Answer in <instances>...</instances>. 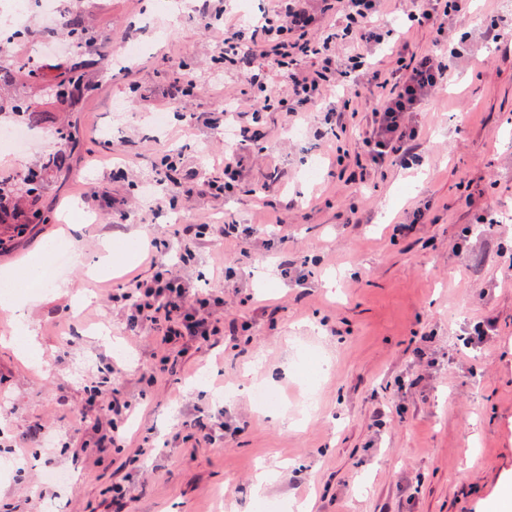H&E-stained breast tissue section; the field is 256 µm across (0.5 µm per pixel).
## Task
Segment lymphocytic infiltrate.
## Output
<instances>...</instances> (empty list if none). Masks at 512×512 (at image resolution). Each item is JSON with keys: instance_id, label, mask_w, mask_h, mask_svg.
Masks as SVG:
<instances>
[{"instance_id": "f902f5d3", "label": "lymphocytic infiltrate", "mask_w": 512, "mask_h": 512, "mask_svg": "<svg viewBox=\"0 0 512 512\" xmlns=\"http://www.w3.org/2000/svg\"><path fill=\"white\" fill-rule=\"evenodd\" d=\"M297 0H278L272 10L265 12L251 31L250 42H242L238 34L225 35L222 50L225 61L245 69L249 84L256 91L248 112H237L235 123L239 141H247L250 126L262 113L279 112L281 99L268 91V86L255 71L249 70L250 57L256 46L266 47L274 64L293 69L305 57L318 58V66L310 75L293 80V96L297 103H315L325 88L344 85L348 72H366L370 81L383 88L385 94L372 109L371 129L364 139V161L371 169L383 166L394 154L410 150L416 131L405 121L407 112L433 91L450 73L456 50L441 55L428 50H411L409 42L393 30L377 24L378 0H322L324 9L342 5L344 22L323 40L308 39L309 29L316 17L297 7ZM407 19L411 26L424 28L436 36H445L451 16L465 13L470 0H410ZM352 44L355 52L348 58V70H340L332 46L336 42ZM388 45L396 59V67L381 73L369 65L368 52ZM153 276L137 283V292L130 302V325L163 326L162 341L177 344L188 337L204 340L222 335L219 321L205 315L209 305L202 294L191 291L189 285L174 275L172 269L158 258H151Z\"/></svg>"}]
</instances>
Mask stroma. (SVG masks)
Listing matches in <instances>:
<instances>
[{
    "label": "stroma",
    "instance_id": "35a3bbf8",
    "mask_svg": "<svg viewBox=\"0 0 512 512\" xmlns=\"http://www.w3.org/2000/svg\"><path fill=\"white\" fill-rule=\"evenodd\" d=\"M72 8L101 36L96 91L63 109L22 80L18 93L48 118L29 143L0 155V173L19 177L60 149L58 123L76 126L85 143L69 174L48 181L41 205L50 222L0 253V272L17 273L37 269L62 236L76 254L62 284L26 311L35 358L0 344V460L25 463L0 480V512H261L266 498L307 501L312 512H491L512 480V225L478 217L512 210V41L482 33L512 9L475 0L468 16L449 20L460 54L410 116V167L353 178L382 93L360 76L296 121L265 113L234 193L217 197L198 185L223 176L235 146L224 136V100H252L243 75L216 62L219 34L180 0ZM343 93L350 110L339 137L316 139ZM162 140L177 159L176 196ZM425 207L431 223L393 237L394 224ZM231 221L253 234L194 244L176 272L219 298L212 312L237 336L166 352L154 326L126 335L127 310L112 291L150 276L149 241H166L177 260L187 248L179 225ZM102 235L112 239V272L91 277ZM72 288L95 296L77 315ZM487 318L494 335L464 347ZM107 366L132 407L126 448L100 461L90 445L101 408L86 390ZM202 372L207 383L194 385ZM257 383L279 393L280 412L256 407ZM309 396L313 410L299 416ZM194 417L238 431L195 447L176 436ZM141 446L148 453L139 457ZM273 460L285 468L256 498L253 477ZM124 477L129 491L117 503L111 486Z\"/></svg>",
    "mask_w": 512,
    "mask_h": 512
}]
</instances>
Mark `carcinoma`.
I'll return each mask as SVG.
<instances>
[{
	"label": "carcinoma",
	"instance_id": "1",
	"mask_svg": "<svg viewBox=\"0 0 512 512\" xmlns=\"http://www.w3.org/2000/svg\"><path fill=\"white\" fill-rule=\"evenodd\" d=\"M62 27L67 30L71 41L79 47L74 61L68 70L59 75V82L68 85L69 94L64 101L82 97L91 91V86L84 81L85 71L98 64L102 57L98 53L100 35L88 29L78 13L65 14ZM33 69L26 64L15 68L0 67V86L10 87L20 77L30 76ZM12 113L16 123L33 125L44 120V113L36 110L32 102L22 96L13 99ZM59 138L64 142V149L46 158L39 168H31L20 178L0 177V251L14 245L34 226L46 224L50 215L38 207L39 198L45 188L44 174L53 172L63 176L69 172V160L73 152L80 148V140L75 132L68 128L58 131Z\"/></svg>",
	"mask_w": 512,
	"mask_h": 512
}]
</instances>
